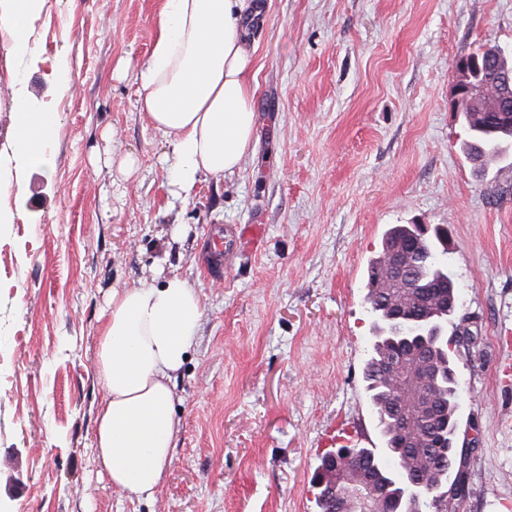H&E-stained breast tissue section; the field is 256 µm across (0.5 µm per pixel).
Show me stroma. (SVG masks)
Here are the masks:
<instances>
[{
	"mask_svg": "<svg viewBox=\"0 0 512 512\" xmlns=\"http://www.w3.org/2000/svg\"><path fill=\"white\" fill-rule=\"evenodd\" d=\"M158 0H45L32 40L66 54L74 94L0 44V152L11 75L59 121L48 168L0 192V512H319L322 457L382 448L363 382L370 262L397 224L448 228L459 289L456 512H512V158L477 174L455 109L457 61L512 50V0H251L255 151L243 170L169 192V142L137 106ZM135 156L137 167L121 163ZM222 224L257 226L207 275ZM186 279L204 308L174 380L173 461L154 501L101 480L100 314L113 289Z\"/></svg>",
	"mask_w": 512,
	"mask_h": 512,
	"instance_id": "obj_1",
	"label": "stroma"
}]
</instances>
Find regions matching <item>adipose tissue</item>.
<instances>
[{
    "label": "adipose tissue",
    "instance_id": "adipose-tissue-1",
    "mask_svg": "<svg viewBox=\"0 0 512 512\" xmlns=\"http://www.w3.org/2000/svg\"><path fill=\"white\" fill-rule=\"evenodd\" d=\"M246 0H159L157 28L137 69V104L172 147L167 158L174 194L190 196L204 177L240 171L256 132L252 52L242 32ZM41 0H0V27L13 40L20 66L45 63L58 92L73 84L66 56L44 61L31 26ZM11 166H42L57 117L12 95ZM203 314L188 281L170 276L113 290L102 313L97 374L105 397L96 418L94 450L113 488L152 499L172 461L176 431L173 377L184 365Z\"/></svg>",
    "mask_w": 512,
    "mask_h": 512
}]
</instances>
